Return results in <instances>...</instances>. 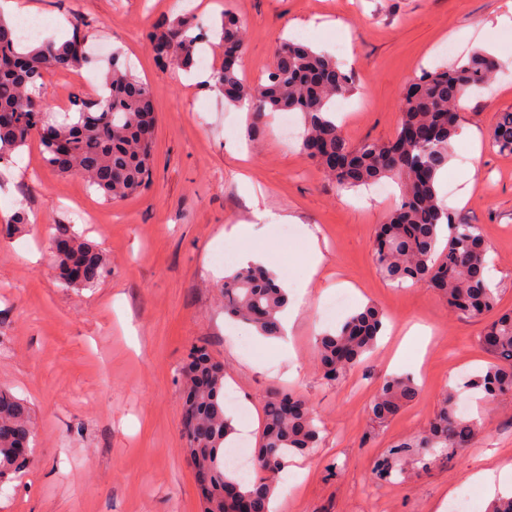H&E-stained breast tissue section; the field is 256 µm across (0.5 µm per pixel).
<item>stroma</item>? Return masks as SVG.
<instances>
[{
    "instance_id": "1",
    "label": "stroma",
    "mask_w": 512,
    "mask_h": 512,
    "mask_svg": "<svg viewBox=\"0 0 512 512\" xmlns=\"http://www.w3.org/2000/svg\"><path fill=\"white\" fill-rule=\"evenodd\" d=\"M29 2L50 25L47 40L66 38L78 24L90 50L121 49L154 93L158 125L150 187L119 202L46 167L35 137L13 165L0 167V226L18 209L30 217L11 237L0 235V390L31 408L37 432L24 476L0 488V512H202L185 456L179 378L194 343L224 367L236 439L256 445L264 404L278 388L295 390L319 415L322 442L293 459L303 479L292 490L279 483L281 512H448V491L466 488L476 512H486L490 496L466 479L512 460V396L490 406L464 386L490 361L478 343L483 322L453 315L427 286H392L375 266V230L398 201V185L383 195L338 188L278 124L252 123L216 90L190 86L191 77L219 69L220 44L209 48L208 66L183 71L157 62L148 34L159 18L189 7L207 25L230 9L243 25L241 72L254 83L272 69L280 40L305 33L307 45L355 76L336 119L357 145L394 138L403 93L424 70L502 45L494 21L507 0ZM101 76L98 68L50 74L42 101L48 112L67 111L72 94L95 97ZM470 101L438 193L458 220L480 225L500 306L512 309V155L491 144L498 113L512 111V81ZM462 169L472 170L469 181L457 179ZM243 170L251 189L237 178ZM252 192L298 218L271 232L258 227L253 241L270 270L303 282L308 228L324 255L288 348L224 316V278L240 268L243 248L231 229L249 219ZM83 211L94 223L80 219ZM61 224L106 254L109 272L95 287L59 284L50 244ZM224 253L231 261L218 262ZM339 295L342 314L372 304L387 321L376 350L330 383L317 367L315 340L335 327L322 310ZM414 325L430 328L427 349L412 343L394 360ZM390 375L413 377L421 394L377 426L368 406ZM451 388L468 417L485 419V432L469 447L431 457L426 471L398 457L391 476L377 475V458L419 436Z\"/></svg>"
}]
</instances>
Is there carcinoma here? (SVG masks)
<instances>
[{
    "instance_id": "1",
    "label": "carcinoma",
    "mask_w": 512,
    "mask_h": 512,
    "mask_svg": "<svg viewBox=\"0 0 512 512\" xmlns=\"http://www.w3.org/2000/svg\"><path fill=\"white\" fill-rule=\"evenodd\" d=\"M220 42L241 43V25L224 11L216 29ZM154 48H166L170 63L189 68L204 43L203 27L188 16L163 17L150 33ZM93 64L85 34L77 26L61 42L40 45L17 40L14 24L0 15V166L14 164V155L41 127L42 158L62 175L76 174L107 201L146 190L151 183L152 135L157 124L152 89L135 75L122 52H112L96 99L73 94L62 120L48 119L39 95L46 75L80 70ZM500 61L481 50L467 59L425 71L402 100L397 131L387 143L367 140L356 146L336 122V100L349 97L354 79L332 57L309 46L284 41L276 48L267 79L246 84L237 63L226 62L213 73L214 87L233 105L243 102L265 112H298L302 118L299 149L344 190L368 187L394 178L401 187L399 204L377 225L372 255L380 273L402 287L426 284L463 318L491 317L478 337L491 362L466 382L479 389L491 405L512 394V310L500 311V295L487 277L490 247L477 224H462L438 196L437 181L448 165L459 129L461 96L487 87ZM492 141L512 152V112L499 114ZM54 238L69 248L51 254L61 283L67 288H92L108 272L106 256L92 243L60 225ZM288 295L271 272L248 266L224 278V314L245 322L264 336L279 333L277 314ZM384 330V314L368 305L333 331L316 338L317 359L324 378L336 382L372 352ZM224 367L203 345L190 348L181 371L185 394L183 433L194 471L205 476L203 512H237L224 502V488L252 512H269L276 480L287 459L318 446L320 428L313 408L301 396L279 389L264 409L255 457L259 467L244 479L225 463L224 446L233 433L224 411ZM420 389L409 376L386 379L369 405L371 421L382 424L418 400ZM484 422L463 417L454 408L449 389L428 428L414 442H403L391 454L424 455L471 445ZM35 425L30 409L0 390V486L27 469Z\"/></svg>"
}]
</instances>
